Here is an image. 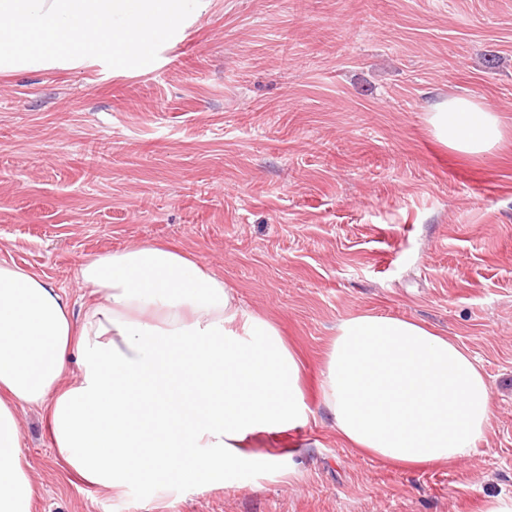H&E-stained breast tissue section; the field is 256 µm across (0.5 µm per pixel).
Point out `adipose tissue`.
<instances>
[{
    "label": "adipose tissue",
    "mask_w": 512,
    "mask_h": 512,
    "mask_svg": "<svg viewBox=\"0 0 512 512\" xmlns=\"http://www.w3.org/2000/svg\"><path fill=\"white\" fill-rule=\"evenodd\" d=\"M439 140L479 155L503 138L493 108L438 103ZM90 301L74 316L46 276L0 261V512H33L37 488L17 411L41 410L51 445L108 494L149 501L226 488L281 457L246 449L259 431L306 422L302 365L279 328L244 309L223 279L150 243L85 259ZM79 375H62L70 355ZM337 434L404 469L471 455L492 427L491 389L469 352L426 325L370 311L337 323L319 380Z\"/></svg>",
    "instance_id": "adipose-tissue-1"
}]
</instances>
